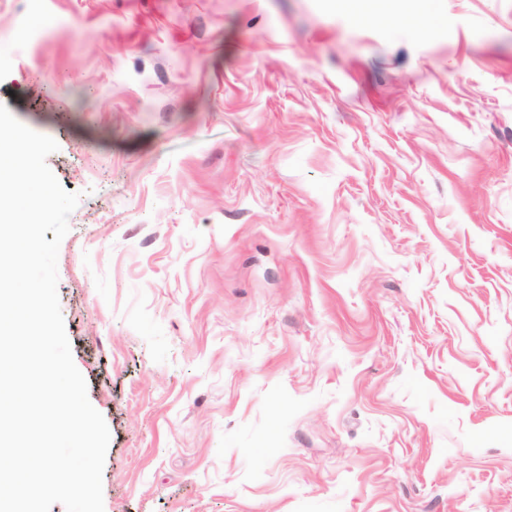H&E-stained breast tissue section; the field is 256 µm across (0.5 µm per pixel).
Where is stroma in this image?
Wrapping results in <instances>:
<instances>
[{"instance_id":"35a3bbf8","label":"stroma","mask_w":512,"mask_h":512,"mask_svg":"<svg viewBox=\"0 0 512 512\" xmlns=\"http://www.w3.org/2000/svg\"><path fill=\"white\" fill-rule=\"evenodd\" d=\"M0 104L104 512H512V0H0ZM381 0H336V8L349 13L356 19L379 16L381 18L399 17L413 21L420 14L418 2L404 4L403 1H392L383 4Z\"/></svg>"}]
</instances>
